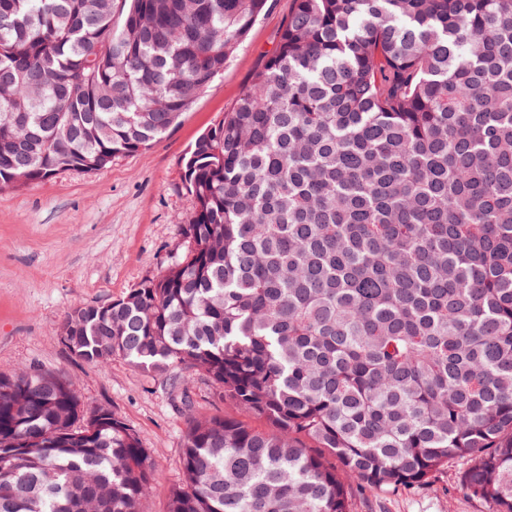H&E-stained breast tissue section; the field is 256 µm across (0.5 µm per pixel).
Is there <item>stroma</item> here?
<instances>
[{
  "mask_svg": "<svg viewBox=\"0 0 512 512\" xmlns=\"http://www.w3.org/2000/svg\"><path fill=\"white\" fill-rule=\"evenodd\" d=\"M294 0H270L224 72L179 123L141 152L93 173L67 169L0 188V372L34 368L71 380L84 413H116L148 450L150 512H167L182 483L186 417L161 377L116 357L102 366L73 358L58 336L72 308L125 296L188 251L182 227L195 208L181 159L217 126L273 52ZM467 459L417 489L355 495L352 512H492L461 486Z\"/></svg>",
  "mask_w": 512,
  "mask_h": 512,
  "instance_id": "35a3bbf8",
  "label": "stroma"
}]
</instances>
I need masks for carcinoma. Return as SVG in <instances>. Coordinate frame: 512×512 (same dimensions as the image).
Wrapping results in <instances>:
<instances>
[{"label": "carcinoma", "instance_id": "cac0c4a2", "mask_svg": "<svg viewBox=\"0 0 512 512\" xmlns=\"http://www.w3.org/2000/svg\"><path fill=\"white\" fill-rule=\"evenodd\" d=\"M268 0H0V187L147 149ZM190 249L58 335L264 420L189 414L169 512H351L459 457L512 512V0H294L182 159ZM0 373V512H147V449Z\"/></svg>", "mask_w": 512, "mask_h": 512}]
</instances>
